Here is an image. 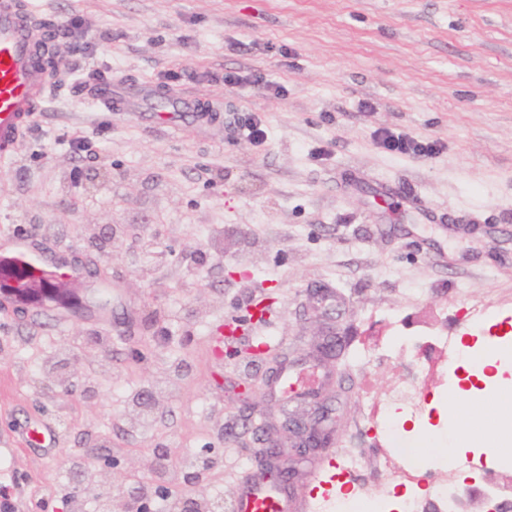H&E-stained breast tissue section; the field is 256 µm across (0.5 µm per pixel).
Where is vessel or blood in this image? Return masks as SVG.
<instances>
[{
    "label": "vessel or blood",
    "instance_id": "obj_1",
    "mask_svg": "<svg viewBox=\"0 0 512 512\" xmlns=\"http://www.w3.org/2000/svg\"><path fill=\"white\" fill-rule=\"evenodd\" d=\"M38 29L34 15L16 0H0V157H11L23 130L39 111L45 95V75L32 62ZM14 252L21 263L40 274L79 275L82 267L50 262L24 242ZM287 495L260 475L241 479L230 512H291Z\"/></svg>",
    "mask_w": 512,
    "mask_h": 512
}]
</instances>
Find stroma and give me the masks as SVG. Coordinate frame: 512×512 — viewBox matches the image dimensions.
Returning a JSON list of instances; mask_svg holds the SVG:
<instances>
[{
	"label": "stroma",
	"mask_w": 512,
	"mask_h": 512,
	"mask_svg": "<svg viewBox=\"0 0 512 512\" xmlns=\"http://www.w3.org/2000/svg\"><path fill=\"white\" fill-rule=\"evenodd\" d=\"M29 2L79 25L59 41L64 87L0 160V260L28 234L91 275L69 281L83 302L63 326L0 305V512H98L97 493L137 487L164 512L160 486L231 502L257 469L254 429L293 408L267 396L270 364L214 349L226 318L265 298L271 315L246 321L241 346L309 367L319 336L346 339L320 369L336 410L327 451H361L370 476L378 449L415 444L429 498L448 411L474 404L471 382L449 386L445 354L422 346L446 332L473 351L488 336L512 347V0ZM228 72L274 87L228 85ZM95 75L112 81L111 108L92 98ZM137 87L186 99L193 118L148 116ZM252 114L265 142L234 131ZM379 129L437 152L390 151ZM76 132L86 151L70 149ZM475 300L492 305L486 320L469 317ZM411 369L425 410L398 414L386 438L374 406ZM42 419L59 432L50 454L22 438ZM159 448L173 461L163 480ZM510 449L459 450L467 485L512 476ZM190 456L213 459L203 482L187 481Z\"/></svg>",
	"instance_id": "1"
}]
</instances>
